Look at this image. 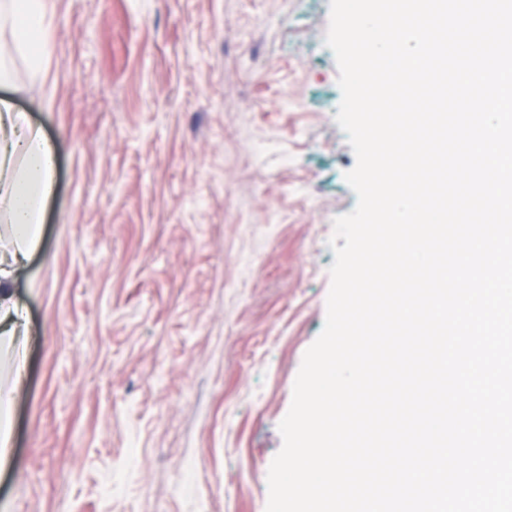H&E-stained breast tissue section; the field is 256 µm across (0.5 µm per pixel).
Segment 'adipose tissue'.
<instances>
[{
	"label": "adipose tissue",
	"instance_id": "adipose-tissue-1",
	"mask_svg": "<svg viewBox=\"0 0 512 512\" xmlns=\"http://www.w3.org/2000/svg\"><path fill=\"white\" fill-rule=\"evenodd\" d=\"M0 18L9 21L16 49L44 34L41 0H0ZM54 145L0 99V342L6 344L13 380H20L26 327L11 292L17 265L38 248L42 221L55 192Z\"/></svg>",
	"mask_w": 512,
	"mask_h": 512
}]
</instances>
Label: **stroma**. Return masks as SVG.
Here are the masks:
<instances>
[{"mask_svg": "<svg viewBox=\"0 0 512 512\" xmlns=\"http://www.w3.org/2000/svg\"><path fill=\"white\" fill-rule=\"evenodd\" d=\"M0 98L56 146L0 512H266L356 155L330 0H43Z\"/></svg>", "mask_w": 512, "mask_h": 512, "instance_id": "obj_1", "label": "stroma"}]
</instances>
